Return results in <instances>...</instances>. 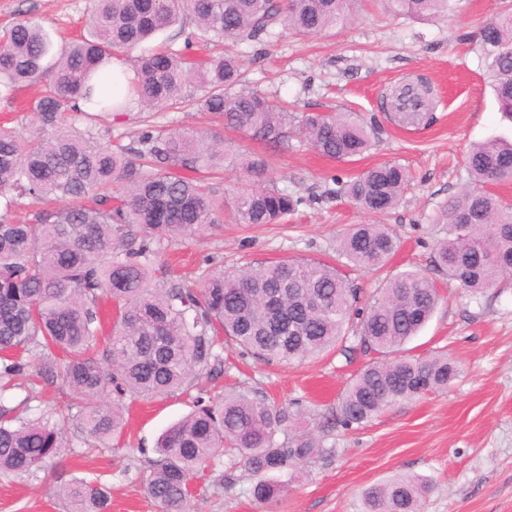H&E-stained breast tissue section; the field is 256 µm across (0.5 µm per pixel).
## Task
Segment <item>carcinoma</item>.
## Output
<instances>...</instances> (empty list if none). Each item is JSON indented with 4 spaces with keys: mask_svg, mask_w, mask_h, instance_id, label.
Listing matches in <instances>:
<instances>
[{
    "mask_svg": "<svg viewBox=\"0 0 512 512\" xmlns=\"http://www.w3.org/2000/svg\"><path fill=\"white\" fill-rule=\"evenodd\" d=\"M358 0H94L88 35L60 53L33 20L14 24L0 40V89L30 85L43 73L52 79L31 103L25 131L0 126V393L29 376L30 398L57 381L70 391L72 425L84 444L109 449L124 428L123 398L164 396L191 386L221 363L215 348L223 336L240 353L266 362H302L348 340L351 352L374 351L350 382L336 408L349 428L361 427L385 409L417 393L448 385L457 374L448 355L402 354L438 302L431 278L407 272L363 301L336 266L316 259L282 260L240 270L204 267L198 285L156 281L162 246L219 223L224 196L213 183L192 178L201 169L214 178L224 168V141L188 128L144 130L135 149L114 150L91 132H79L69 113L105 122L136 98L146 106L177 105L184 86L204 95L197 110L224 127L269 144L299 133L319 155L347 162L371 146L372 129L351 112L308 113L296 120L257 91L239 88L238 58L188 62L180 52H145L133 63L134 77L122 84L109 65L139 49L151 34L189 12L217 38L252 42L282 23L318 34L346 22ZM397 16L447 15L454 0H383ZM479 40L499 110L512 120V11L494 15ZM98 76L100 89L88 85ZM416 112H398L402 125L424 118L429 102L413 95ZM55 129L52 137L44 129ZM466 170L472 187L448 200L442 211L446 236L436 245L435 267L464 288L481 291L512 274V208L486 190L512 181V140L495 138L473 146ZM335 194L374 214L395 208L409 186L407 169L384 161L343 181ZM46 201L55 211H36L35 223L15 218L18 210ZM292 194L245 182L232 194L242 224H278L295 213ZM399 241L386 224H353L338 239L350 262L379 270ZM115 313L106 340L101 302ZM112 405H107V400ZM289 416L265 400L228 394L198 397L195 410L163 434L158 460L145 480L147 496L163 512H184L186 487L220 449L241 456L254 476L302 467L320 453L310 442L292 447L276 435ZM64 426L47 416L22 417L0 406V475H35L66 448ZM429 485L396 476L362 493L363 512H421ZM283 488L258 480L256 501L272 506ZM59 494L67 512H108L102 484L75 479Z\"/></svg>",
    "mask_w": 512,
    "mask_h": 512,
    "instance_id": "obj_1",
    "label": "carcinoma"
}]
</instances>
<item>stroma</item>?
Masks as SVG:
<instances>
[{
	"mask_svg": "<svg viewBox=\"0 0 512 512\" xmlns=\"http://www.w3.org/2000/svg\"><path fill=\"white\" fill-rule=\"evenodd\" d=\"M91 7V0H0V31L29 18L58 50L85 33ZM510 8L512 0H459L448 17L424 21L391 15L380 0H361L349 21L334 29L302 36L279 26L262 41L235 45L244 87L298 114L349 110L375 125L370 150L349 163L318 156L294 133L281 146L267 145L223 129L218 119L193 108L137 102L113 113L107 126L77 116V127L116 147L134 146L150 126L222 134L231 157L224 163L221 192L231 194L248 180L302 197L297 213L279 224H239L232 212H224L213 228L166 246L161 276L193 285L208 259L227 267L300 258L331 261L349 225L386 224L401 241L388 264L376 273L349 266L343 272L365 298L390 277L431 273L441 301L407 350L421 356L448 353L459 372L447 388L399 402L366 425L347 428L336 420V405L368 355L358 350L302 363H267L223 345L220 368L197 387L126 398L119 447L105 453L88 449L70 428L69 448L36 477H0V512H66L59 490L76 478L105 485L110 512H161L143 490L158 437L192 411L198 394L213 397L232 390L290 412L295 417L290 443L310 439L330 454L298 470L270 473V480L284 487L272 507L255 500V478L243 464L218 456L223 486H215L211 476H196L188 512H361L363 490L397 474L430 481L423 512H512V277L474 293L449 281L432 263L435 245L445 235L437 219L468 184V149L490 137L512 138V122L498 110L478 38L487 20ZM147 46L198 60L223 52L188 14ZM422 82L436 96L426 122L416 129L397 125L390 118L397 89ZM241 152L264 160V170L244 171L235 160ZM388 160L405 166L412 177L395 209L366 214L328 195L334 178ZM27 393L26 385H18L0 395V405L16 408L29 402L35 417L47 408L67 411L62 385L44 387L31 402Z\"/></svg>",
	"mask_w": 512,
	"mask_h": 512,
	"instance_id": "obj_1",
	"label": "stroma"
}]
</instances>
